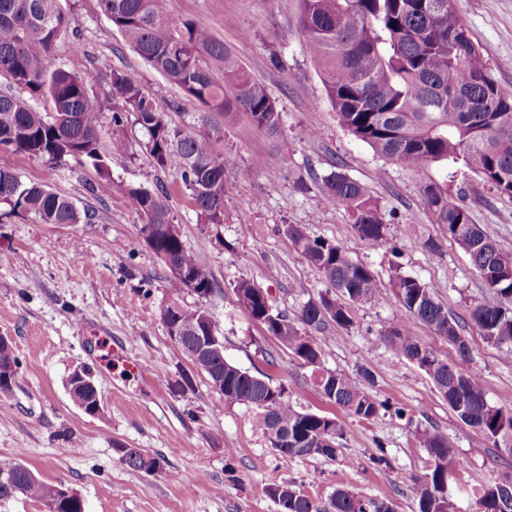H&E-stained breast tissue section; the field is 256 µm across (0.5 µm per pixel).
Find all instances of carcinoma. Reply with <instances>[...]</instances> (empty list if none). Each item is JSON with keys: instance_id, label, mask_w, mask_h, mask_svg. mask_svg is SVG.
<instances>
[{"instance_id": "cac0c4a2", "label": "carcinoma", "mask_w": 512, "mask_h": 512, "mask_svg": "<svg viewBox=\"0 0 512 512\" xmlns=\"http://www.w3.org/2000/svg\"><path fill=\"white\" fill-rule=\"evenodd\" d=\"M456 0H301L299 24L305 48L318 64L327 99L339 125L368 144L383 158L419 172L430 165H456L482 177L500 195L512 198V95L501 92L491 67L456 11ZM102 11L137 54L182 93L203 107L197 120L176 125L168 118L172 104L147 95L138 75L106 63L112 97L121 108L112 111V127L103 123L105 107L88 91L85 79L52 64L58 42L68 39L80 47L81 35L70 29L56 0H0V75L12 90L0 92V149L60 161L86 159L101 180L95 190L112 191L107 155L100 143L110 136L111 151L126 148L124 129L139 127L143 148L156 168L172 155L181 160V179L190 191L200 221L222 224L226 214L224 171L237 169L243 179L266 168V160L237 167L236 155L219 147L224 118L244 112L270 137L282 132L281 110L262 83L237 62L224 42L194 22L177 24L160 8L159 0H99ZM221 70L224 79L215 76ZM50 101L41 112L35 102ZM421 198L433 223L440 225L469 257L484 281L486 294L469 310V319L487 342L512 364V256L505 254L457 201L445 181L420 183ZM129 205L142 219L140 232L152 228L151 249L170 257L172 266L186 271L182 285L200 298L215 291L212 272L189 251L180 233L169 230V210L158 193L145 186L126 189ZM324 200L349 212L362 243L376 249L385 242V213L360 182L342 171L324 178ZM0 204L34 213L45 224H77L89 220L74 201L44 186L25 182L0 168ZM285 237L330 292L302 307L299 321L316 332L334 323L348 328L351 306L376 301L379 288L373 273L332 240L308 235L285 224ZM392 295L404 311V321L380 336L397 356L416 364L433 382L448 408L497 448L512 442V408L488 403L479 376L463 371L457 360L470 352L466 322L448 314L421 280L394 273ZM238 301L267 333L305 365L317 366L320 351L288 317L269 305L263 291L247 278L234 286ZM205 309L181 304L169 312L190 349ZM422 323L446 339L457 359L443 356L409 335V326ZM208 381L224 383L226 403L257 411L265 436L271 427L288 432L290 441L270 446L286 457L336 458L342 425L334 418L297 409L285 388L250 374L213 353L194 362ZM19 360L12 343L0 341V394L11 392ZM12 375L5 380L3 376ZM327 400L361 421L378 415L379 405L358 377L326 372L317 379ZM420 443L430 457L426 472L407 484L416 512H457L443 486L463 469V459L448 437L425 429ZM122 460L133 470L159 471L161 461L138 448L122 449ZM12 477H0V499L18 493L54 505V512H84L78 494L64 497L59 487L36 477L21 462L0 465ZM268 495L278 512H396L389 498L369 497L338 488L325 501L292 483L272 485ZM478 512H512V475L487 483L476 494Z\"/></svg>"}]
</instances>
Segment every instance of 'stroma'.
<instances>
[{"label": "stroma", "mask_w": 512, "mask_h": 512, "mask_svg": "<svg viewBox=\"0 0 512 512\" xmlns=\"http://www.w3.org/2000/svg\"><path fill=\"white\" fill-rule=\"evenodd\" d=\"M59 9L81 30L84 45L58 44L54 66L84 77L88 90L112 101L109 74L101 60L137 72L144 90L174 102L178 124L200 112L131 48L101 12L98 0H58ZM458 13L480 46L505 94H512V0H457ZM176 21L208 28L263 82L282 112V137L273 141L248 116L224 122V142L237 167L260 157L280 169L276 180L236 169L224 173L227 215L220 224L200 223L180 177V160L154 168L140 131H127L124 153L112 156V191L91 192L99 180L88 162L59 163L0 150V167L23 181L72 196L92 213L80 224H44L32 213L0 204V336L10 337L20 368L10 394L0 396V463L19 461L41 480L76 491L85 512H277L268 487L290 482L325 499L338 487L388 497L397 512H414L405 495L410 476L425 473L429 454L419 430L445 434L465 462L449 490L460 512H474L476 487L512 473V458L449 410L430 379L395 356L379 340L404 312L390 292L394 273L418 278L449 314L467 317L485 292L469 256L433 224L419 194L423 179L442 180V166L413 173L348 134L336 120L320 71L304 47L300 0H160ZM364 184L385 213L387 242L369 249L359 241L344 207L325 203L322 179L335 169ZM304 188H297L296 178ZM139 184L163 186L170 218L187 249L210 267L217 288L199 298L174 281L169 268L140 234L141 218L125 190ZM478 224L512 255V199L479 176L458 171L451 184ZM297 224L309 235L340 242L376 277L382 298L355 305L349 328L312 333L320 364H302L269 336L239 303L233 290L251 279L273 309L296 318L301 307L326 293L327 285L281 232ZM203 305L224 338L225 359L284 386L298 409L337 418L344 427L336 460L277 454L255 424V409L221 403L207 378L174 343L159 316L165 298ZM469 356L461 369L477 374L486 398L512 407V365L500 350L468 325ZM122 342L144 375L113 382L100 364L102 347ZM79 367L91 369L102 412L85 415L72 400L67 381ZM370 371L368 390L380 403L378 417L361 422L323 398L318 372L352 376ZM125 448L161 458L158 472L127 467ZM384 450L389 463L375 469L369 458Z\"/></svg>", "instance_id": "obj_1"}]
</instances>
